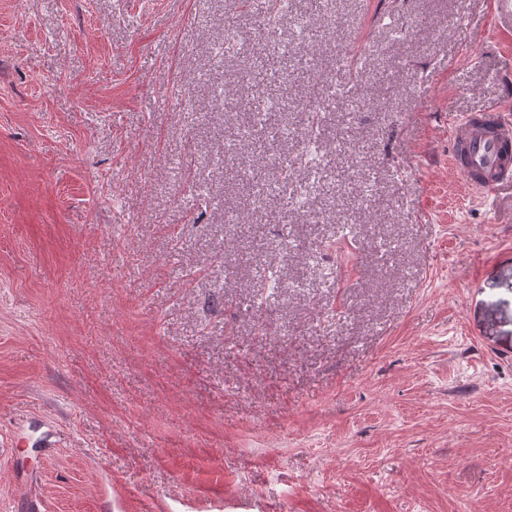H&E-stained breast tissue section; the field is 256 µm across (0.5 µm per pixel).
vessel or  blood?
I'll return each mask as SVG.
<instances>
[{
    "label": "vessel or blood",
    "instance_id": "1",
    "mask_svg": "<svg viewBox=\"0 0 512 512\" xmlns=\"http://www.w3.org/2000/svg\"><path fill=\"white\" fill-rule=\"evenodd\" d=\"M450 141L452 168L466 185L489 197L512 184V118L498 107L465 113Z\"/></svg>",
    "mask_w": 512,
    "mask_h": 512
}]
</instances>
